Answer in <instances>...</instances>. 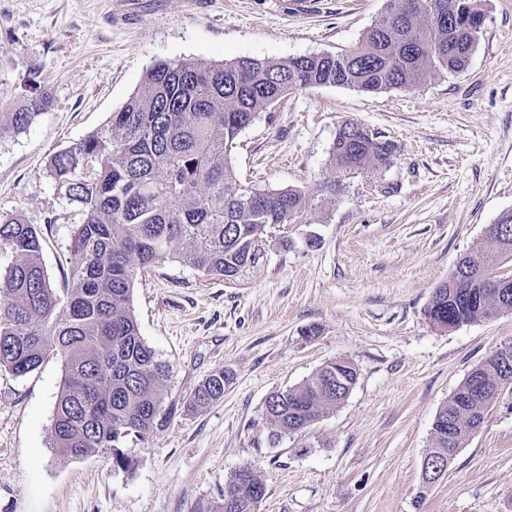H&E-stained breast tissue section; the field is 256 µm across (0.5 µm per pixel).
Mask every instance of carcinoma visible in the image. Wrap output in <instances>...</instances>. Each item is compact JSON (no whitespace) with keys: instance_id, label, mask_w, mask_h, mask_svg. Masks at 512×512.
I'll return each mask as SVG.
<instances>
[{"instance_id":"1","label":"carcinoma","mask_w":512,"mask_h":512,"mask_svg":"<svg viewBox=\"0 0 512 512\" xmlns=\"http://www.w3.org/2000/svg\"><path fill=\"white\" fill-rule=\"evenodd\" d=\"M437 2L456 7L451 42L446 25L417 16L394 23L386 12L354 49L339 54L153 65L106 128L51 158L48 176L83 214L63 288L50 282L34 225L0 216V244L16 256L0 272V368L25 376L51 356L62 361L53 447L72 458L108 453L114 466L133 470L125 438L145 440L168 418L157 396L167 366L141 336L131 310L137 272L175 256L206 276L244 281L266 256L271 229L298 222L310 201L293 188L240 183L230 159L238 135L293 89L378 93L464 69L476 46L468 25L484 19L480 0ZM48 104L42 90L19 111L3 113L0 140L25 130ZM391 153L389 143L349 122L336 133L332 158L344 171L378 169ZM499 224L503 231L486 236L484 248L461 257L448 277L451 284L465 276L469 287L432 298L428 319L457 327L512 309V293L495 298L486 279L512 257V214ZM357 377L353 363L336 359L301 384L271 393L266 421L272 437L306 430L346 399ZM509 377L512 365L495 357L468 374L435 417L431 458L453 457L470 439L476 386L506 388ZM228 380L224 369L213 371L187 408L219 401ZM228 493L232 512H257L265 486L243 466Z\"/></svg>"}]
</instances>
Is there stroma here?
Here are the masks:
<instances>
[{
	"mask_svg": "<svg viewBox=\"0 0 512 512\" xmlns=\"http://www.w3.org/2000/svg\"><path fill=\"white\" fill-rule=\"evenodd\" d=\"M386 0H0V113L33 89L48 108L0 141V215L43 238L54 287L71 266L83 215L48 176L53 155L109 125L158 62L283 60L353 49ZM467 67L411 89L288 92L231 151L241 183L295 188L311 205L243 282L170 259L138 273L132 309L167 368L158 397L171 418L127 440L132 471L99 454L53 448L61 362L18 377L0 370V512H194L216 505L240 467L265 485L258 512H512V388L458 450L422 481L437 412L496 347L512 310L440 330L433 292L460 256L480 250L512 212V0H481ZM392 142L385 168H334L339 126ZM344 358L348 397L299 434L271 441L265 403ZM223 398L185 410L215 369Z\"/></svg>",
	"mask_w": 512,
	"mask_h": 512,
	"instance_id": "35a3bbf8",
	"label": "stroma"
}]
</instances>
